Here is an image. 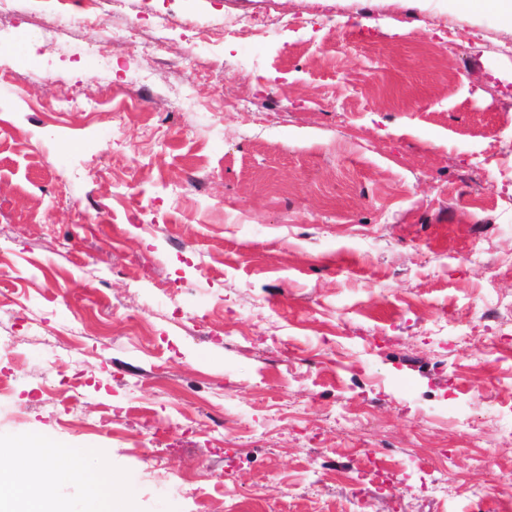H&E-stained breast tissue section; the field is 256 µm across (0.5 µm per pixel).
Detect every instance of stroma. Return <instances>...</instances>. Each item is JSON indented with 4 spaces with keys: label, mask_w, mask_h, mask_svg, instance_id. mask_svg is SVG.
I'll list each match as a JSON object with an SVG mask.
<instances>
[{
    "label": "stroma",
    "mask_w": 512,
    "mask_h": 512,
    "mask_svg": "<svg viewBox=\"0 0 512 512\" xmlns=\"http://www.w3.org/2000/svg\"><path fill=\"white\" fill-rule=\"evenodd\" d=\"M295 13L325 22L224 32ZM101 15L0 0V450L85 449L127 512H498L512 28L445 0ZM356 448L401 459L388 486ZM90 482L52 495L83 512Z\"/></svg>",
    "instance_id": "stroma-1"
}]
</instances>
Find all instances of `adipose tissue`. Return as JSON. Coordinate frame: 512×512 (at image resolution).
<instances>
[{
  "instance_id": "obj_1",
  "label": "adipose tissue",
  "mask_w": 512,
  "mask_h": 512,
  "mask_svg": "<svg viewBox=\"0 0 512 512\" xmlns=\"http://www.w3.org/2000/svg\"><path fill=\"white\" fill-rule=\"evenodd\" d=\"M83 452L43 446L31 457L25 444H16L8 455H0V512H60L45 488L63 481L85 478Z\"/></svg>"
}]
</instances>
